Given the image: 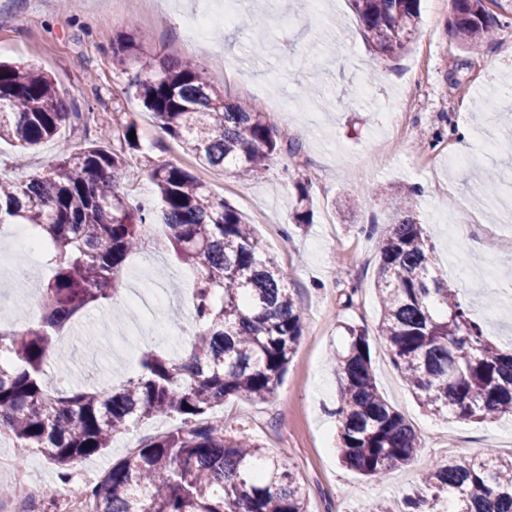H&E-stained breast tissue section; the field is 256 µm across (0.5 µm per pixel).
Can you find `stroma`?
Wrapping results in <instances>:
<instances>
[{"mask_svg":"<svg viewBox=\"0 0 512 512\" xmlns=\"http://www.w3.org/2000/svg\"><path fill=\"white\" fill-rule=\"evenodd\" d=\"M174 2L172 19L161 26L146 15L113 10L107 0H80L71 10L58 0H0V59L43 68L60 93L75 98L78 111L134 119L145 151L128 167L123 186L149 196L150 162L183 166L247 217L265 254L285 273L300 306V344L272 399L235 398L216 410L225 431L246 434L281 454L306 490L308 512H361L373 500L394 505L419 483L430 462L489 448L512 454V416L471 422L428 413L376 340L371 357L378 388L418 434L420 463L377 480L354 473L337 459L336 421L329 414L337 398L330 355L341 343L338 321L371 331L379 322L376 234L394 222L384 194L413 199L433 258L448 271L460 300L485 319L487 333L512 341V309L491 307L483 284L488 257H495L496 269L512 268V0H484L500 25L476 49L462 48L450 34L448 7L421 0L420 33L391 60L380 59L364 39L349 0H332L322 22L309 0H238V13L264 17V31L221 27L210 49L194 57L181 44L208 2ZM129 20L148 33L141 56L195 60L215 88L248 99L279 131L299 140L300 153L280 151L268 170L249 181L199 164L189 146L170 137L139 100L122 91L126 78L112 67V40ZM311 84L324 88L314 100L304 92ZM478 100L489 102V110H475ZM83 138L82 130L64 127L28 153L21 167L15 164L16 147L1 143L0 177L42 170L63 144ZM490 156L501 181L495 192L481 193L475 186ZM299 180L307 184L314 213L312 223L301 227L291 221ZM350 197L360 199V207L340 215L338 202ZM371 224L376 233L365 234ZM50 275L43 256L0 246V326L24 327L38 301L37 287ZM121 280L114 306L87 311L67 342L68 358L52 365L49 376L106 390L131 376L124 348L132 337L153 331L140 352L173 357L190 344L189 300L197 282L192 265L149 243L127 259ZM180 425L176 417L134 424L76 471L96 483L131 445ZM0 454L14 457L38 495V512H57L56 500L45 496L58 482L57 467L8 436L0 438Z\"/></svg>","mask_w":512,"mask_h":512,"instance_id":"stroma-1","label":"stroma"}]
</instances>
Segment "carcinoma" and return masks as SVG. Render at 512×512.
Returning <instances> with one entry per match:
<instances>
[{
    "instance_id": "carcinoma-1",
    "label": "carcinoma",
    "mask_w": 512,
    "mask_h": 512,
    "mask_svg": "<svg viewBox=\"0 0 512 512\" xmlns=\"http://www.w3.org/2000/svg\"><path fill=\"white\" fill-rule=\"evenodd\" d=\"M366 40L383 60L402 54L419 33L420 0H351ZM450 31L465 48L493 35L482 0H449ZM112 61L134 95L200 163L237 178L269 169L282 142L265 113L216 91L204 68L137 58V41L112 40ZM56 82L35 65L0 62V141L20 153L87 124ZM136 122L99 120L95 137L64 145L46 171L0 178V223L20 219L46 246L54 275L41 286L40 312L28 327L0 328V435L53 461L59 479L111 447L116 435L145 419L176 415L186 428L147 440L93 486V512H307L306 494L285 460L224 424L201 422L232 398H271L300 343L303 326L283 272L262 251L243 215L198 177L171 162L148 170L161 212L130 197L122 176L140 139ZM292 219L310 224L305 186L295 184ZM397 215L378 239V339L420 405L438 416L484 421L512 415V351L485 336L448 274L433 261L430 239L412 200L387 194ZM160 233L193 264L192 352L175 359L145 353L137 373L111 390L50 389L45 366L66 356L58 342L90 305L112 304L131 254ZM331 354L338 382V458L365 478L413 465L421 453L414 429L380 393L366 328L341 322ZM191 409H186V406ZM399 512H512V456L489 450L434 462Z\"/></svg>"
}]
</instances>
